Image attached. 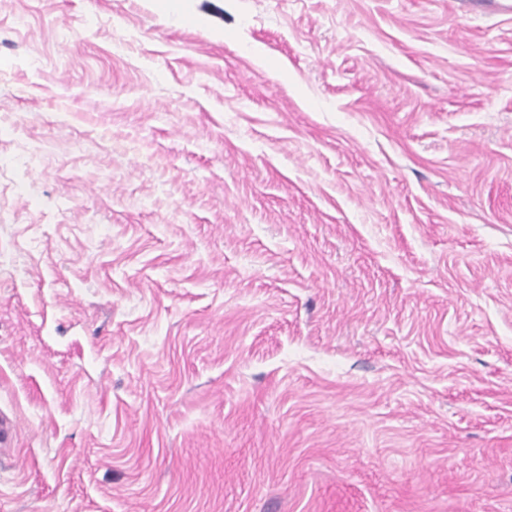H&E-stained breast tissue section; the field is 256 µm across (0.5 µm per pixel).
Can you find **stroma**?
I'll return each instance as SVG.
<instances>
[{"instance_id": "obj_1", "label": "stroma", "mask_w": 512, "mask_h": 512, "mask_svg": "<svg viewBox=\"0 0 512 512\" xmlns=\"http://www.w3.org/2000/svg\"><path fill=\"white\" fill-rule=\"evenodd\" d=\"M0 0V512H512V14Z\"/></svg>"}]
</instances>
